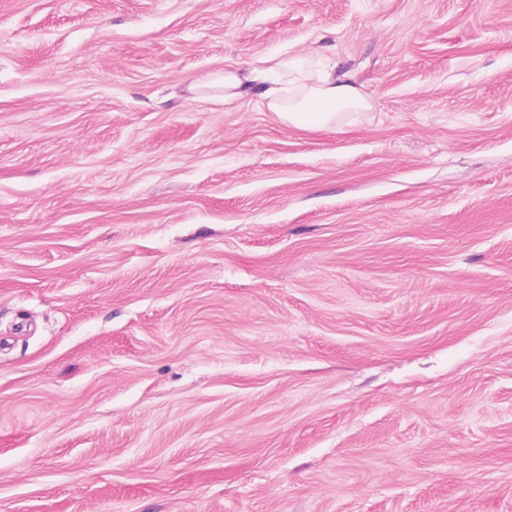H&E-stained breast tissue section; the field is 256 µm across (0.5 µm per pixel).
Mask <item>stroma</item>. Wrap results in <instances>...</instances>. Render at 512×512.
<instances>
[{
  "label": "stroma",
  "instance_id": "35a3bbf8",
  "mask_svg": "<svg viewBox=\"0 0 512 512\" xmlns=\"http://www.w3.org/2000/svg\"><path fill=\"white\" fill-rule=\"evenodd\" d=\"M0 512H512V0H0ZM265 61L268 66L243 75L224 70L197 79L193 87L202 94L224 95V103L257 95L283 122L304 129L336 125L346 114L372 109L348 73L336 76L333 68L303 55L284 54Z\"/></svg>",
  "mask_w": 512,
  "mask_h": 512
}]
</instances>
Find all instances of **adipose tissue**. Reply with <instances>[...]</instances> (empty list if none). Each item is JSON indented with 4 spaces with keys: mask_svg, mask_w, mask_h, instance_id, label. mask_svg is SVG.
Here are the masks:
<instances>
[{
    "mask_svg": "<svg viewBox=\"0 0 512 512\" xmlns=\"http://www.w3.org/2000/svg\"><path fill=\"white\" fill-rule=\"evenodd\" d=\"M194 86L206 95L221 94L228 102L258 96L283 122L304 129L336 125L347 114L372 109L350 74H335L303 55L273 57L267 66L245 74L227 70L196 80Z\"/></svg>",
    "mask_w": 512,
    "mask_h": 512,
    "instance_id": "obj_1",
    "label": "adipose tissue"
}]
</instances>
